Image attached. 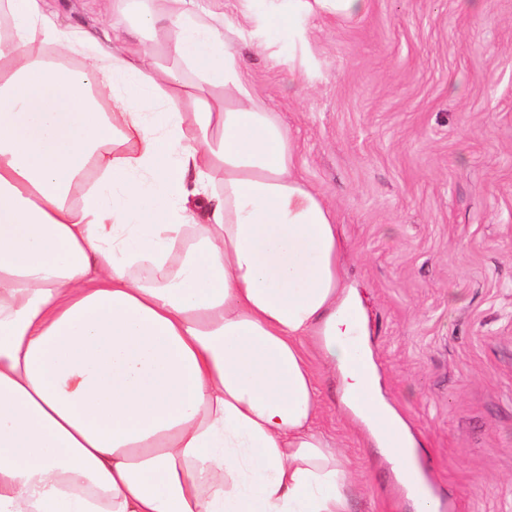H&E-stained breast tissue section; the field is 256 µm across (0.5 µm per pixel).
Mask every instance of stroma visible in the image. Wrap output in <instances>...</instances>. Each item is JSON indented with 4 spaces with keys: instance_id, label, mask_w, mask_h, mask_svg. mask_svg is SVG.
<instances>
[{
    "instance_id": "1",
    "label": "stroma",
    "mask_w": 512,
    "mask_h": 512,
    "mask_svg": "<svg viewBox=\"0 0 512 512\" xmlns=\"http://www.w3.org/2000/svg\"><path fill=\"white\" fill-rule=\"evenodd\" d=\"M196 3L336 215L381 393L417 442L438 512H512V0L301 12L293 41L245 0ZM50 4L62 27L94 33L162 0L126 13ZM338 388L324 376L320 426L356 481L351 512H414Z\"/></svg>"
}]
</instances>
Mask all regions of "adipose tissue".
I'll use <instances>...</instances> for the list:
<instances>
[{
  "mask_svg": "<svg viewBox=\"0 0 512 512\" xmlns=\"http://www.w3.org/2000/svg\"><path fill=\"white\" fill-rule=\"evenodd\" d=\"M191 4L77 37L47 0H0V512H350L316 425L327 369L414 464L336 217ZM367 4L284 0L264 22L292 37L299 12Z\"/></svg>",
  "mask_w": 512,
  "mask_h": 512,
  "instance_id": "adipose-tissue-1",
  "label": "adipose tissue"
}]
</instances>
